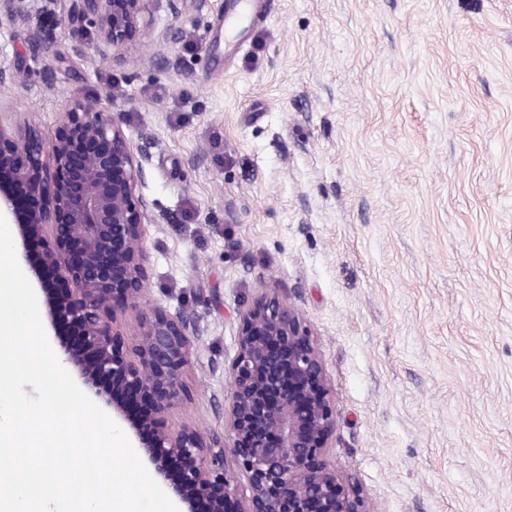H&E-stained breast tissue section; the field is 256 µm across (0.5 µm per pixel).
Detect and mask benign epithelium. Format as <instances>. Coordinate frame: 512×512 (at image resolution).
I'll use <instances>...</instances> for the list:
<instances>
[{
    "label": "benign epithelium",
    "instance_id": "obj_1",
    "mask_svg": "<svg viewBox=\"0 0 512 512\" xmlns=\"http://www.w3.org/2000/svg\"><path fill=\"white\" fill-rule=\"evenodd\" d=\"M31 0H0V29ZM158 0H70L97 40L122 55ZM30 113H0V214L41 288L65 363L128 425L182 512H366L327 461L336 427L331 383L311 328L269 283L239 314L224 438L168 418L183 392L195 318L143 306L150 202L138 191L148 153L96 98L60 113L43 156ZM136 343L126 350L123 329ZM231 449L243 494L224 465Z\"/></svg>",
    "mask_w": 512,
    "mask_h": 512
}]
</instances>
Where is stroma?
Segmentation results:
<instances>
[{"mask_svg":"<svg viewBox=\"0 0 512 512\" xmlns=\"http://www.w3.org/2000/svg\"><path fill=\"white\" fill-rule=\"evenodd\" d=\"M225 0L156 4L122 57L34 0L7 111L100 98L151 161L147 304L194 312L168 419L223 434L239 314L276 284L332 386L329 460L369 512H512V0H267L211 73Z\"/></svg>","mask_w":512,"mask_h":512,"instance_id":"35a3bbf8","label":"stroma"}]
</instances>
